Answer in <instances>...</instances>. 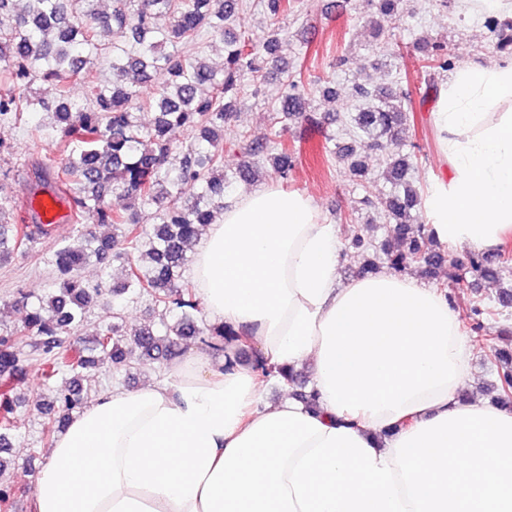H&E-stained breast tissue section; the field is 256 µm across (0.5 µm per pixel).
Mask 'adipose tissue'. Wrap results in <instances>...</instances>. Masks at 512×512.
I'll return each mask as SVG.
<instances>
[{
	"instance_id": "ef3b65f1",
	"label": "adipose tissue",
	"mask_w": 512,
	"mask_h": 512,
	"mask_svg": "<svg viewBox=\"0 0 512 512\" xmlns=\"http://www.w3.org/2000/svg\"><path fill=\"white\" fill-rule=\"evenodd\" d=\"M444 245L512 232V59L459 67L430 112ZM335 225L265 184L225 201L194 251L206 316L260 357L312 367L316 408L235 361L195 354L100 394L34 476L32 512H512V412L464 393L469 345L447 298L381 270L341 282Z\"/></svg>"
}]
</instances>
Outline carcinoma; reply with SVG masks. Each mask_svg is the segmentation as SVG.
<instances>
[{
	"mask_svg": "<svg viewBox=\"0 0 512 512\" xmlns=\"http://www.w3.org/2000/svg\"><path fill=\"white\" fill-rule=\"evenodd\" d=\"M402 0H367L380 19L379 30L401 18ZM98 0H0V130L16 128L27 114L51 113L56 119L65 158L57 164L35 168L38 186L60 194L77 225L71 241L49 258L57 272L55 288L22 301L30 306L23 324L0 334V471L11 444L14 408L20 402L19 385L25 383L20 345L29 341L37 352L41 385L49 386L61 373L68 385L42 403L46 413L43 430L54 434L63 429L72 411L80 408L83 380L101 368L129 373L150 361L165 366L196 340L220 354L224 344L239 342L241 361L249 358L251 342L242 333L203 322L195 287L185 279L188 251L224 210V197L240 182L253 183L260 170L271 166L272 174L288 180L295 162L288 146L270 138H249L243 132L224 140V128L247 87L260 92L267 64L280 62V48L288 33L274 29L263 38L234 31L242 0H112V9L97 8ZM170 23L162 25L159 20ZM492 48L512 54V16H487ZM112 32V48L100 46L96 30ZM211 38L224 46V74L201 57L179 53L182 44ZM424 84L421 101L438 90L439 78L455 62L447 44L422 40L412 45ZM104 57L120 84L105 82L88 87L83 99L71 97V85L82 78L83 69L96 57ZM164 72L170 80L152 85V74ZM284 89L272 117L280 131L288 123L316 118L307 114V84L302 71L287 73ZM40 80L44 94L29 88ZM358 101L349 116L352 141L339 148L337 156L347 164L357 181L367 178V151H382L386 142L408 120L413 100L399 84L369 88L356 85ZM154 110L153 125L138 124L137 113ZM181 128L192 135L184 148L175 146L168 132ZM240 147L244 160L233 170H224V151ZM414 169L410 156L392 157L386 177L390 194L375 200L368 196L359 204L381 212L385 236L376 240L371 228L363 227L345 242V248L366 254L362 272L381 266L396 273L419 270L442 288L441 268L446 262L442 246L411 211L421 200V187L409 179ZM119 192L130 200L122 211L109 207L106 197ZM0 202V263L27 251L36 236L50 229L34 222L10 224ZM108 224L112 233L98 236L84 230L88 223ZM117 262L123 278L110 285H90L82 280L90 265ZM467 272L485 280L499 281L508 271L507 261L491 264L472 252ZM105 295L114 300L146 297L158 310L160 322L147 321L132 333L123 324L103 326L91 337L76 332L90 309ZM494 310L473 302L466 311L471 342L484 345L483 319ZM497 399L512 405V351L495 350Z\"/></svg>",
	"mask_w": 512,
	"mask_h": 512,
	"instance_id": "obj_1",
	"label": "carcinoma"
}]
</instances>
